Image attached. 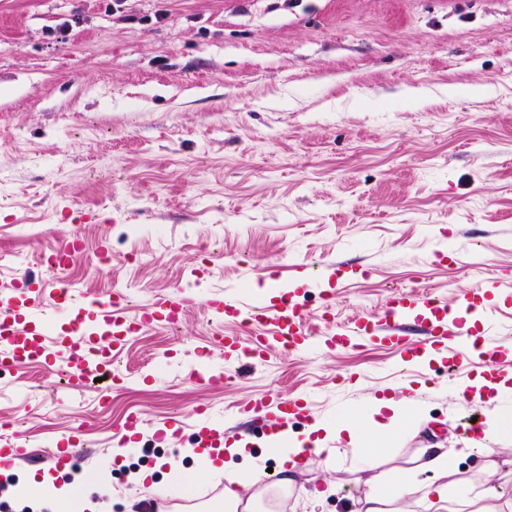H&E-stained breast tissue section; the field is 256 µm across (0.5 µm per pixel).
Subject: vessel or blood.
Returning a JSON list of instances; mask_svg holds the SVG:
<instances>
[{
	"label": "vessel or blood",
	"mask_w": 512,
	"mask_h": 512,
	"mask_svg": "<svg viewBox=\"0 0 512 512\" xmlns=\"http://www.w3.org/2000/svg\"><path fill=\"white\" fill-rule=\"evenodd\" d=\"M476 291H468L455 304L436 298L430 291H395L388 295L381 312L355 316L332 327L311 325L310 316L292 289H280L270 301L244 302L224 298L214 307L225 319L251 327L250 336L218 334L209 337L203 356L222 354L225 360L267 362L281 352L302 351L314 338L326 347L357 348L368 342L397 347L403 361L413 363L424 352L453 344L470 334L465 315L475 307ZM50 300L46 313L37 304ZM191 300L174 291L155 298L139 312H131L124 291L76 302L74 289L46 288L38 280L0 292V369L7 371L27 364H66L67 391L81 390L90 375L107 372L114 359L143 328L173 327L181 323ZM480 357L489 373H497L501 346L492 329L475 337ZM265 430L298 418H310L307 401L286 398L274 401L261 397L240 408Z\"/></svg>",
	"instance_id": "b4317fda"
}]
</instances>
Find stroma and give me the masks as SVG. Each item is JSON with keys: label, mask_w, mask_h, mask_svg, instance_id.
<instances>
[{"label": "stroma", "mask_w": 512, "mask_h": 512, "mask_svg": "<svg viewBox=\"0 0 512 512\" xmlns=\"http://www.w3.org/2000/svg\"><path fill=\"white\" fill-rule=\"evenodd\" d=\"M163 20H156L157 10ZM66 37H59V29ZM91 213L78 225L72 215ZM80 233L67 278L83 295L126 289L133 307L176 288L195 303L178 329L149 327L114 368L116 381L57 390L60 367L0 375V437L44 453L75 425L83 431L70 471L16 463L0 475V504L16 512L12 481L53 474L80 485L109 480V512H149L133 473L159 460L198 472L184 502L166 512H216L224 483L188 455L201 426L231 423L263 458L275 455L257 423L237 417L260 396L307 399L319 420L363 413L372 397L420 401L418 423L376 439L372 466L336 444V464L304 457L306 490L336 491L315 507L276 495L272 512H350L372 477L396 480L426 448H444L473 495L512 500V439L493 456L471 450L457 383L484 368L463 342L409 370L394 388L397 350L314 346L239 368L230 385L191 379L195 351L215 332L212 300L271 287L269 272L301 261L340 262L358 276L308 311L342 323L382 309L392 288L427 286L448 301L481 286L512 368V310L490 290L512 278V0H0V289L23 271L47 286L42 262ZM106 251L110 263L97 270ZM143 423L125 461L112 442L126 417ZM178 436L159 439L167 419Z\"/></svg>", "instance_id": "stroma-1"}]
</instances>
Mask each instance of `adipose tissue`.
I'll use <instances>...</instances> for the list:
<instances>
[{
  "instance_id": "adipose-tissue-1",
  "label": "adipose tissue",
  "mask_w": 512,
  "mask_h": 512,
  "mask_svg": "<svg viewBox=\"0 0 512 512\" xmlns=\"http://www.w3.org/2000/svg\"><path fill=\"white\" fill-rule=\"evenodd\" d=\"M505 376V382L497 385L495 396L484 403L485 428L474 441L478 452L487 456L494 453L493 440L512 436V411L501 405L502 397L512 394V371H506ZM417 414L416 400L409 396L398 400H373L369 410L371 426L381 437L395 434ZM344 435L353 442L361 439L359 416H348L336 425L312 424L301 440L281 433L273 443L281 485L292 484L297 463L307 454L323 456L326 467H334L333 451L327 443ZM247 455L244 443L237 442L226 448L223 454L205 460L206 471L221 474L224 479L225 512H256L258 508L261 495L251 490V473L233 462L234 457L244 458ZM452 471V462L446 452L438 448L426 449L419 459L416 475L395 483H369L354 497L353 512H398L397 502L412 499L418 500L426 512H494L491 506L467 498L464 481L452 479ZM31 484L35 512H103L102 503L87 498L75 499L71 487L56 486L52 477H35Z\"/></svg>"
}]
</instances>
